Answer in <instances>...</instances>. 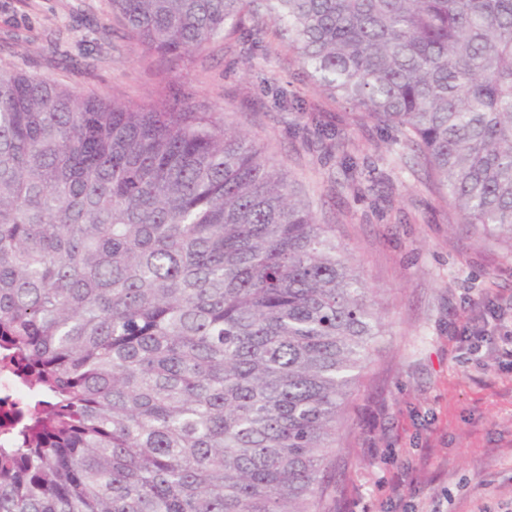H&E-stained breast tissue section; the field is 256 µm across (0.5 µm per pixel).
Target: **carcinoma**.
Listing matches in <instances>:
<instances>
[{
	"label": "carcinoma",
	"mask_w": 512,
	"mask_h": 512,
	"mask_svg": "<svg viewBox=\"0 0 512 512\" xmlns=\"http://www.w3.org/2000/svg\"><path fill=\"white\" fill-rule=\"evenodd\" d=\"M110 2L172 60L272 21L314 86L512 241V0ZM379 327L248 134L187 95L133 109L0 68V354L36 397L0 512H321Z\"/></svg>",
	"instance_id": "cac0c4a2"
}]
</instances>
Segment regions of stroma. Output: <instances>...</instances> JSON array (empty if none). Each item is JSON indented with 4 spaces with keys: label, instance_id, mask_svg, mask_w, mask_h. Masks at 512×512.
<instances>
[{
    "label": "stroma",
    "instance_id": "stroma-1",
    "mask_svg": "<svg viewBox=\"0 0 512 512\" xmlns=\"http://www.w3.org/2000/svg\"><path fill=\"white\" fill-rule=\"evenodd\" d=\"M0 68L132 107L192 93L292 177L359 266L383 332L328 453L326 512H504L512 506V247L461 223L413 154L317 89L285 43L239 40L174 62L142 50L110 0H0ZM376 182L348 180L312 119Z\"/></svg>",
    "mask_w": 512,
    "mask_h": 512
}]
</instances>
